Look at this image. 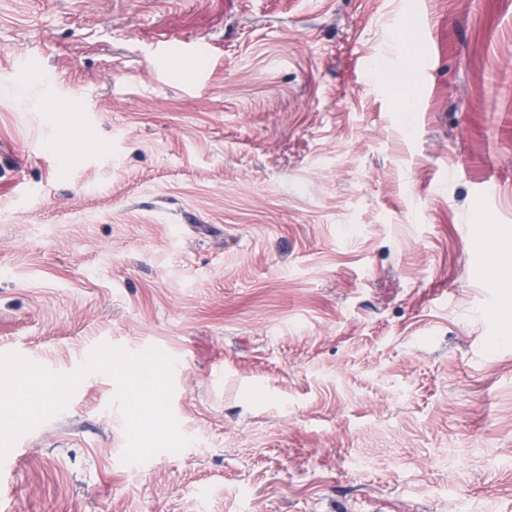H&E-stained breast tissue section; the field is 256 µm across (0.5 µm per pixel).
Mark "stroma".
<instances>
[{
  "label": "stroma",
  "instance_id": "35a3bbf8",
  "mask_svg": "<svg viewBox=\"0 0 512 512\" xmlns=\"http://www.w3.org/2000/svg\"><path fill=\"white\" fill-rule=\"evenodd\" d=\"M493 250L512 0H0V353L159 348L190 439L91 374L0 512H512Z\"/></svg>",
  "mask_w": 512,
  "mask_h": 512
}]
</instances>
